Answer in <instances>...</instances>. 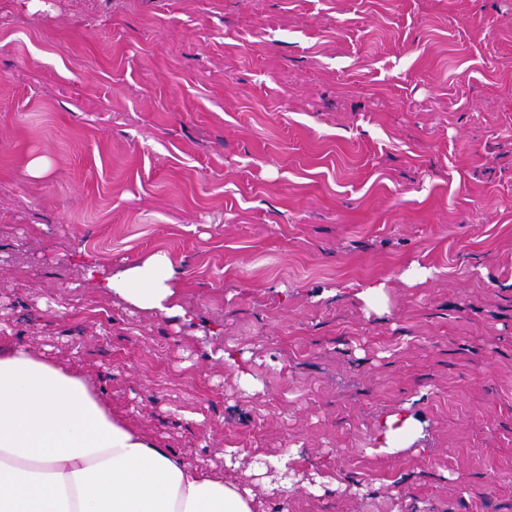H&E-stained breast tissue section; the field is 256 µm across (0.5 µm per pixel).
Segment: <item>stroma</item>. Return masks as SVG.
Listing matches in <instances>:
<instances>
[{
	"mask_svg": "<svg viewBox=\"0 0 512 512\" xmlns=\"http://www.w3.org/2000/svg\"><path fill=\"white\" fill-rule=\"evenodd\" d=\"M157 251L193 322L86 278ZM5 344L226 479L295 451L265 512H512V0H0ZM362 285V284H360ZM359 291L355 293L356 297L361 299L368 308L381 314L385 311L384 301L386 299L387 281H376L362 286L357 285ZM408 409L404 406L381 421L375 436L377 452L395 454L401 448L407 447L409 435L419 424L418 419Z\"/></svg>",
	"mask_w": 512,
	"mask_h": 512,
	"instance_id": "stroma-1",
	"label": "stroma"
}]
</instances>
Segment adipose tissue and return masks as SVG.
I'll return each mask as SVG.
<instances>
[{
  "mask_svg": "<svg viewBox=\"0 0 512 512\" xmlns=\"http://www.w3.org/2000/svg\"><path fill=\"white\" fill-rule=\"evenodd\" d=\"M87 278L140 310L193 319L165 252L114 272L93 263ZM417 425L408 409L387 415L378 452L406 447ZM0 512H261V503L247 480L157 447L86 376L13 346L0 350Z\"/></svg>",
  "mask_w": 512,
  "mask_h": 512,
  "instance_id": "obj_1",
  "label": "adipose tissue"
}]
</instances>
